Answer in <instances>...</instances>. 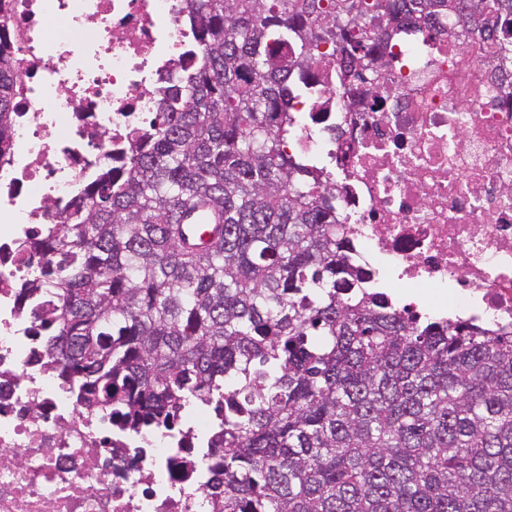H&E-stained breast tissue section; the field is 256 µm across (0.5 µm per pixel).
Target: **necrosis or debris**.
Segmentation results:
<instances>
[{"label":"necrosis or debris","instance_id":"obj_1","mask_svg":"<svg viewBox=\"0 0 512 512\" xmlns=\"http://www.w3.org/2000/svg\"><path fill=\"white\" fill-rule=\"evenodd\" d=\"M441 10L394 31L362 92L341 52L291 100L290 148L336 181L363 290L442 322L512 331V78L497 42ZM186 0H0L16 76L0 161V512H214L209 409L133 429L78 401L42 328L58 306L33 247L197 67Z\"/></svg>","mask_w":512,"mask_h":512}]
</instances>
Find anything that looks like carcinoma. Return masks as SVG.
I'll return each instance as SVG.
<instances>
[{
	"instance_id": "1",
	"label": "carcinoma",
	"mask_w": 512,
	"mask_h": 512,
	"mask_svg": "<svg viewBox=\"0 0 512 512\" xmlns=\"http://www.w3.org/2000/svg\"><path fill=\"white\" fill-rule=\"evenodd\" d=\"M447 0H190L195 72L122 175L48 227L49 346L132 427L214 412L218 512H512V334L423 322L369 295L324 172L288 153L292 70L341 46L357 71L387 15ZM512 55V0H457ZM15 76L0 59V144ZM221 225L187 246L192 213Z\"/></svg>"
}]
</instances>
